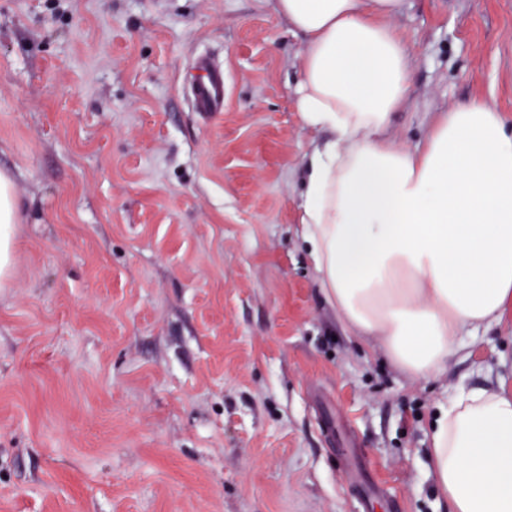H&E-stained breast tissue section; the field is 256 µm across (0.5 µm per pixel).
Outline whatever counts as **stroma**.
I'll list each match as a JSON object with an SVG mask.
<instances>
[{"label":"stroma","instance_id":"1","mask_svg":"<svg viewBox=\"0 0 512 512\" xmlns=\"http://www.w3.org/2000/svg\"><path fill=\"white\" fill-rule=\"evenodd\" d=\"M393 23L400 144L470 99L512 125V0ZM304 47L271 0H0V512H452L429 429L512 391V311L417 382L346 330L298 223ZM202 73L194 83L196 107L200 112H220L224 109V72L211 66L207 58L197 63ZM20 205L12 193L10 179L0 173V277L6 278L11 269L15 224Z\"/></svg>","mask_w":512,"mask_h":512}]
</instances>
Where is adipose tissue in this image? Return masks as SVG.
Segmentation results:
<instances>
[{
  "instance_id": "ef3b65f1",
  "label": "adipose tissue",
  "mask_w": 512,
  "mask_h": 512,
  "mask_svg": "<svg viewBox=\"0 0 512 512\" xmlns=\"http://www.w3.org/2000/svg\"><path fill=\"white\" fill-rule=\"evenodd\" d=\"M402 0H274L305 48L293 89L324 133L302 163L299 222L320 287L348 329L410 380L445 373L464 336L512 303V129L482 100L433 117L421 145L390 135L411 59ZM20 205L0 173V277ZM452 512H512V394L461 387L430 432Z\"/></svg>"
}]
</instances>
